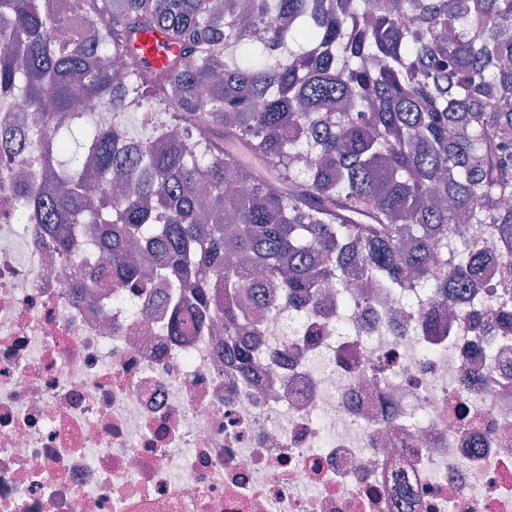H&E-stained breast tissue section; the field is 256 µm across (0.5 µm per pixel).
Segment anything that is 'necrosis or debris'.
Here are the masks:
<instances>
[{
    "instance_id": "4bbe7bcc",
    "label": "necrosis or debris",
    "mask_w": 512,
    "mask_h": 512,
    "mask_svg": "<svg viewBox=\"0 0 512 512\" xmlns=\"http://www.w3.org/2000/svg\"><path fill=\"white\" fill-rule=\"evenodd\" d=\"M39 230L0 169V512H512V371L426 289L274 295L248 377L164 293L81 294L108 253Z\"/></svg>"
}]
</instances>
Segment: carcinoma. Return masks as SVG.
Returning a JSON list of instances; mask_svg holds the SVG:
<instances>
[{"mask_svg":"<svg viewBox=\"0 0 512 512\" xmlns=\"http://www.w3.org/2000/svg\"><path fill=\"white\" fill-rule=\"evenodd\" d=\"M154 29L161 69L129 47ZM19 98L41 122L0 142L36 157L17 219L62 252L100 237L136 294L148 245L230 343L259 288L315 306L332 281L427 288L512 335V0H0V112ZM88 102L112 126L59 168ZM132 108L159 134L130 136Z\"/></svg>","mask_w":512,"mask_h":512,"instance_id":"cac0c4a2","label":"carcinoma"}]
</instances>
